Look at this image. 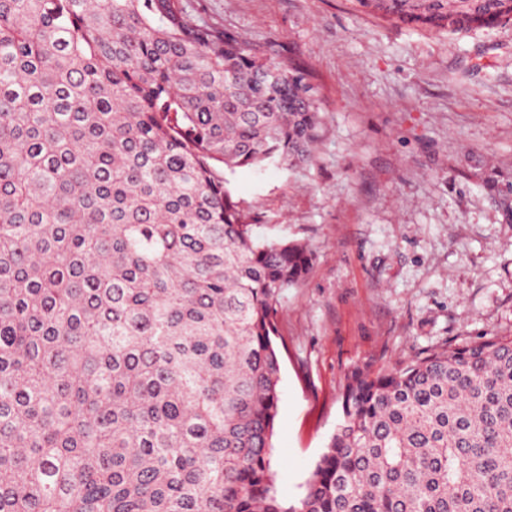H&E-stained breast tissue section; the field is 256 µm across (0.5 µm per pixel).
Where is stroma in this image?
Listing matches in <instances>:
<instances>
[{
	"label": "stroma",
	"mask_w": 512,
	"mask_h": 512,
	"mask_svg": "<svg viewBox=\"0 0 512 512\" xmlns=\"http://www.w3.org/2000/svg\"><path fill=\"white\" fill-rule=\"evenodd\" d=\"M195 22L304 70L312 162L232 176L261 235L315 260L279 316L271 467L298 501L354 369L512 336V26L409 29L354 0H180Z\"/></svg>",
	"instance_id": "obj_1"
}]
</instances>
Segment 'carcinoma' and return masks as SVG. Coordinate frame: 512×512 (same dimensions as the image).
I'll use <instances>...</instances> for the list:
<instances>
[{"label":"carcinoma","instance_id":"carcinoma-1","mask_svg":"<svg viewBox=\"0 0 512 512\" xmlns=\"http://www.w3.org/2000/svg\"><path fill=\"white\" fill-rule=\"evenodd\" d=\"M436 32L512 0H354ZM307 74L179 0H0V512H512V336L355 371L298 502L281 301L229 177L313 159Z\"/></svg>","mask_w":512,"mask_h":512}]
</instances>
